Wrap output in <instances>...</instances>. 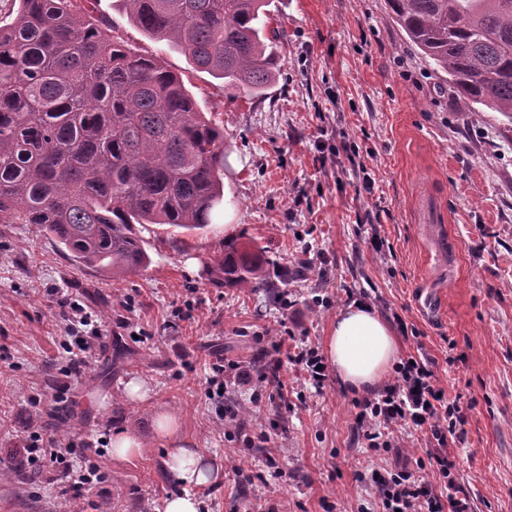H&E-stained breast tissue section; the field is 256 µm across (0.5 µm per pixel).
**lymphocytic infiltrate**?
<instances>
[{"label": "lymphocytic infiltrate", "mask_w": 512, "mask_h": 512, "mask_svg": "<svg viewBox=\"0 0 512 512\" xmlns=\"http://www.w3.org/2000/svg\"><path fill=\"white\" fill-rule=\"evenodd\" d=\"M68 329L75 335L70 346L71 358L66 371L79 375L88 364L98 336L91 318L79 303L60 299L58 302ZM89 327V336H80V327ZM355 431L367 448L377 451L390 448V431L401 426L427 433L434 444L427 457L371 473L379 498L378 512H470L467 491L454 474L455 463L448 454L449 444L463 433L466 415L460 400H448L439 384L435 364L427 358H401L394 366V378L372 397L354 400ZM88 444L68 440L60 443L53 437L32 432L26 448L30 463L43 468L65 464L66 476L76 491L66 500L63 512H83L81 498L101 482L96 467L81 466Z\"/></svg>", "instance_id": "lymphocytic-infiltrate-1"}]
</instances>
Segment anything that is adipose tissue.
Masks as SVG:
<instances>
[{"label":"adipose tissue","instance_id":"1","mask_svg":"<svg viewBox=\"0 0 512 512\" xmlns=\"http://www.w3.org/2000/svg\"><path fill=\"white\" fill-rule=\"evenodd\" d=\"M326 355L337 377L359 391L372 389L389 372L398 356L394 332L369 304L355 301L338 312L326 344ZM171 448L169 467L186 486L207 484L199 451L185 447L175 429L166 432Z\"/></svg>","mask_w":512,"mask_h":512}]
</instances>
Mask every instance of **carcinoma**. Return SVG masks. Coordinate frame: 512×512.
I'll return each mask as SVG.
<instances>
[{
    "label": "carcinoma",
    "instance_id": "obj_1",
    "mask_svg": "<svg viewBox=\"0 0 512 512\" xmlns=\"http://www.w3.org/2000/svg\"><path fill=\"white\" fill-rule=\"evenodd\" d=\"M148 38L224 90L276 81L271 0H118ZM93 0L0 8V224H40L82 266L114 277L151 263L138 224L204 232L224 201V130L182 78L107 35ZM410 44L474 109L512 120V0H387ZM260 249L224 240L217 287L258 288Z\"/></svg>",
    "mask_w": 512,
    "mask_h": 512
}]
</instances>
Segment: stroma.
Returning a JSON list of instances; mask_svg holds the SVG:
<instances>
[{
	"label": "stroma",
	"instance_id": "stroma-1",
	"mask_svg": "<svg viewBox=\"0 0 512 512\" xmlns=\"http://www.w3.org/2000/svg\"><path fill=\"white\" fill-rule=\"evenodd\" d=\"M274 3L278 76L256 97L225 92L100 0L113 36L159 56L223 128L224 216L198 235L137 225L151 263L117 279L76 265L41 225L0 224V512H57L70 495L64 465L41 473L18 453L39 427L107 444L136 433L144 446L128 460L88 453L104 481L84 510L162 512L166 415L206 456L210 482L189 490L202 512H360L374 496L360 474L425 456L426 437L398 428L394 448H365L353 433L357 392L333 373L315 391L288 362L284 401L256 407L252 386L215 399L206 387L220 357L258 374L280 328L324 347L361 288L386 321L413 329L397 339L400 356L435 360L440 385L471 404L449 453L472 512H512V123L473 111L411 48L386 0ZM372 224L384 253L367 243ZM229 237L263 249L265 287L211 284L207 265ZM425 288L440 296L441 321L415 308ZM61 295L102 334L79 378L65 372ZM135 379L145 399L128 396ZM228 405L237 422L220 421Z\"/></svg>",
	"mask_w": 512,
	"mask_h": 512
}]
</instances>
